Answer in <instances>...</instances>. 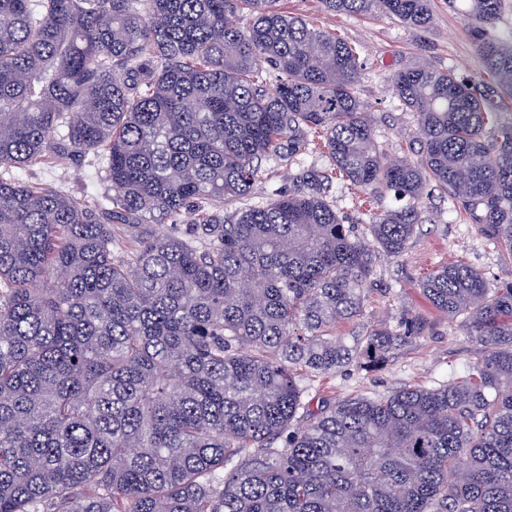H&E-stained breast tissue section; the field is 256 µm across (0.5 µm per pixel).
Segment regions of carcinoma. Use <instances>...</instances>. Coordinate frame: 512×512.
Listing matches in <instances>:
<instances>
[{
	"label": "carcinoma",
	"mask_w": 512,
	"mask_h": 512,
	"mask_svg": "<svg viewBox=\"0 0 512 512\" xmlns=\"http://www.w3.org/2000/svg\"><path fill=\"white\" fill-rule=\"evenodd\" d=\"M279 2L0 0V512H512V283L463 262L419 281L480 346L460 385L314 410L300 383L424 334L416 313L336 326L429 192L512 264L506 4L448 0L487 78L394 72L419 150L389 156L357 48ZM321 3L431 22L429 0ZM320 137L330 165L298 163ZM52 153L99 161L93 204L13 176ZM265 160L290 186L256 206ZM339 176L393 204L344 223ZM188 214L201 235L143 233Z\"/></svg>",
	"instance_id": "1"
}]
</instances>
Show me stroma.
I'll use <instances>...</instances> for the list:
<instances>
[{"mask_svg":"<svg viewBox=\"0 0 512 512\" xmlns=\"http://www.w3.org/2000/svg\"><path fill=\"white\" fill-rule=\"evenodd\" d=\"M281 6L359 50L365 70L358 94L388 152L407 149V140L416 130L412 113L399 106L392 91L393 71L407 64H428L455 69L475 80L486 76L470 29L449 9L448 0H431L433 20L416 31L376 10L332 15L320 0H282ZM16 176L90 199L102 190L98 165L89 157L79 162L49 157L18 169ZM454 261L478 269L492 284L512 283V265L500 262L475 225L450 204L446 194L437 192L428 200L424 222L407 250L398 257L378 259L363 315L336 328L342 336H365L395 327L402 309L408 308L426 319L425 336L397 350L383 369L368 371L351 364L328 375L304 377L302 384L312 405L382 397L406 386L439 388L466 377L478 344L467 336L461 320L433 309L417 289L421 276Z\"/></svg>","mask_w":512,"mask_h":512,"instance_id":"stroma-1","label":"stroma"}]
</instances>
